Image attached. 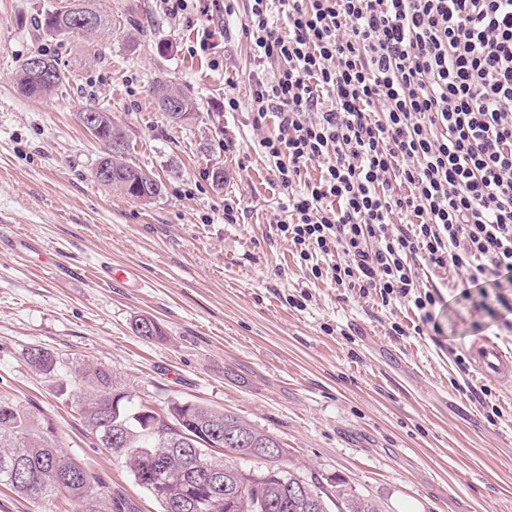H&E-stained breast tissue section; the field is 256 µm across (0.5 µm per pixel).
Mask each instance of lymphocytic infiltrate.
Returning a JSON list of instances; mask_svg holds the SVG:
<instances>
[{
	"instance_id": "lymphocytic-infiltrate-1",
	"label": "lymphocytic infiltrate",
	"mask_w": 512,
	"mask_h": 512,
	"mask_svg": "<svg viewBox=\"0 0 512 512\" xmlns=\"http://www.w3.org/2000/svg\"><path fill=\"white\" fill-rule=\"evenodd\" d=\"M247 106L313 278L405 304L512 281V0H246ZM317 166L316 179L302 173Z\"/></svg>"
}]
</instances>
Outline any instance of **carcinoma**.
<instances>
[{
    "mask_svg": "<svg viewBox=\"0 0 512 512\" xmlns=\"http://www.w3.org/2000/svg\"><path fill=\"white\" fill-rule=\"evenodd\" d=\"M94 17L95 30L108 23V17L90 0H77L74 6L45 11L39 20L43 33L61 40L84 32L82 16ZM53 73L48 79L31 75L27 64L15 73L19 93L28 98H41L60 89L66 83L65 73L56 60H49ZM153 97L159 111L169 119L188 122L195 118L197 104L176 84L162 78L155 81ZM97 124L94 136L110 150L112 141L125 144L122 154L107 160L112 176L103 185L140 202L151 203L161 194V184L148 172L128 161L129 138L126 132L112 122L111 113L91 108ZM24 361L38 374L59 382L60 391L67 394L80 411L84 424L103 448L119 455L133 474L136 482L149 493L161 487L167 495L156 497L160 512H175L169 500L184 493L194 498V508L188 512H379L369 499L351 493L341 481L323 482L317 477L306 481L294 472L279 467L287 450L269 434L252 428L240 417L222 409L197 404L189 400H174L165 413L148 407L144 412L131 411L125 403V392L114 385L111 371L101 365L80 364L78 386L68 390L61 382L65 361L53 351L32 345L22 353ZM176 423L189 434L194 430L223 427L251 432L246 443L226 441L221 444L224 455L240 461L267 460L270 466L252 470L231 465L212 455L199 457L200 464L224 470V489L211 494L201 487L187 489L181 476H190L192 468L186 458L194 449L203 447L189 438L183 444H174L164 429L166 421ZM124 426V444L115 448L109 437L116 425ZM278 449L271 459L262 451L265 445ZM0 486L20 494L35 505L66 498L81 505L83 512H108L101 507L104 493L96 479L75 459L58 449L56 428L51 418H39L17 404L0 399Z\"/></svg>",
    "mask_w": 512,
    "mask_h": 512,
    "instance_id": "carcinoma-1",
    "label": "carcinoma"
}]
</instances>
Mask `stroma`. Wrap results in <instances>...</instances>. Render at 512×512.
<instances>
[{
	"instance_id": "35a3bbf8",
	"label": "stroma",
	"mask_w": 512,
	"mask_h": 512,
	"mask_svg": "<svg viewBox=\"0 0 512 512\" xmlns=\"http://www.w3.org/2000/svg\"><path fill=\"white\" fill-rule=\"evenodd\" d=\"M68 2L0 0V398L53 418L62 453L135 512L160 506L55 382L25 363L28 346L68 362V380L79 362L108 367L136 406L160 411L181 399L234 413L276 437L297 476L343 479L381 512H512V380L456 363L487 336L512 346L500 334L512 308L481 306L512 299V288L426 272L443 298L434 327L390 335L392 322L413 320L410 307L314 279L276 230L284 196L255 144L277 126L260 133L246 109H224L225 95L249 94L244 0L231 20L191 23L165 16L159 0H101L113 20L101 34L45 36L41 8ZM130 6L146 30L132 48L118 24ZM204 28L211 48L193 52ZM38 52L68 81L28 98L14 76ZM159 78L196 101L194 120L157 110ZM92 106L111 112L132 162L161 182L153 203L95 179L104 148L79 119ZM228 199L241 204L238 223L224 221ZM105 266L128 270V281H102ZM141 315L163 338L134 331Z\"/></svg>"
}]
</instances>
